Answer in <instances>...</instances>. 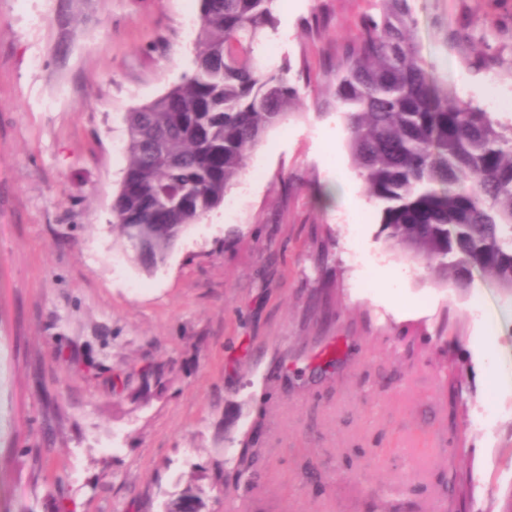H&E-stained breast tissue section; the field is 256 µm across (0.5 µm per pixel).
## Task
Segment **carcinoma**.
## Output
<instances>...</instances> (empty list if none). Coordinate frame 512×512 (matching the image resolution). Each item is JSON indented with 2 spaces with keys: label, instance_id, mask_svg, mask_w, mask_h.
<instances>
[{
  "label": "carcinoma",
  "instance_id": "1",
  "mask_svg": "<svg viewBox=\"0 0 512 512\" xmlns=\"http://www.w3.org/2000/svg\"><path fill=\"white\" fill-rule=\"evenodd\" d=\"M279 0H200L192 67L127 113L126 168L112 227L150 269L241 177L248 155L298 104L300 74L261 48L278 34ZM333 65L353 167L391 246L426 276L459 288L473 272L512 291V118L448 93L421 56L409 0H373ZM473 475L448 492L469 497Z\"/></svg>",
  "mask_w": 512,
  "mask_h": 512
}]
</instances>
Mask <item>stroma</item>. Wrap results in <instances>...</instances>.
Returning <instances> with one entry per match:
<instances>
[{"instance_id":"obj_1","label":"stroma","mask_w":512,"mask_h":512,"mask_svg":"<svg viewBox=\"0 0 512 512\" xmlns=\"http://www.w3.org/2000/svg\"><path fill=\"white\" fill-rule=\"evenodd\" d=\"M410 5L449 92L483 109L496 88L512 117V0ZM371 11L281 0L263 52L304 71L303 104L148 272L112 228L125 117L189 70L198 0H0V512H163L189 489L200 512H448L466 470L462 512H502L512 294L436 284L385 237L329 99Z\"/></svg>"}]
</instances>
